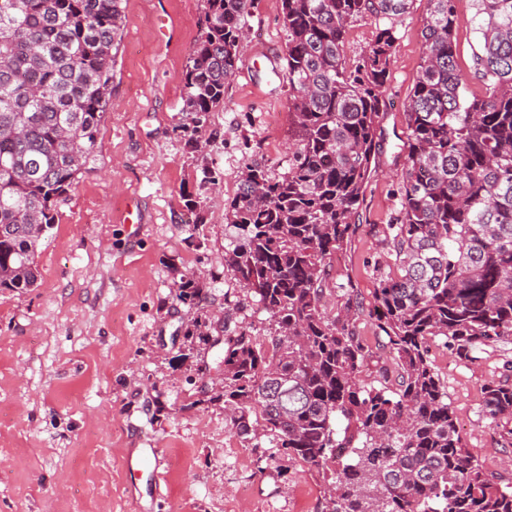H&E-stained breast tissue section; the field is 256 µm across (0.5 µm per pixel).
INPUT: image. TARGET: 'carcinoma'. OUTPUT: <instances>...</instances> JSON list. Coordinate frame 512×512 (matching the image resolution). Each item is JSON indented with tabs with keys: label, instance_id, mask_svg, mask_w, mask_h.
<instances>
[{
	"label": "carcinoma",
	"instance_id": "cac0c4a2",
	"mask_svg": "<svg viewBox=\"0 0 512 512\" xmlns=\"http://www.w3.org/2000/svg\"><path fill=\"white\" fill-rule=\"evenodd\" d=\"M178 126L197 143L224 103L254 0H203ZM412 0H281L292 120L288 169L246 167L226 213L224 263L275 323L269 336L224 330V409L234 433L329 476L327 512H512L466 448L430 359L436 339L460 357L512 344V0H472L480 19L467 96L456 58L457 0H428L424 56L406 112L395 256L379 274L374 318L394 383L360 379L369 356L350 289L322 309L329 268L356 231L378 171L385 92ZM122 0H0V289L37 285L35 256L56 205L95 157L112 92ZM375 25L347 59L349 27ZM176 299L201 306L195 278ZM209 317L184 336L209 341ZM494 420L512 419V384L483 387Z\"/></svg>",
	"mask_w": 512,
	"mask_h": 512
}]
</instances>
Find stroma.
I'll list each match as a JSON object with an SVG mask.
<instances>
[{"label":"stroma","instance_id":"1","mask_svg":"<svg viewBox=\"0 0 512 512\" xmlns=\"http://www.w3.org/2000/svg\"><path fill=\"white\" fill-rule=\"evenodd\" d=\"M428 0L396 18L379 171L365 187L359 227L330 276L370 306L391 263L405 112L424 51ZM107 118L94 160L57 206L38 250L35 288L0 291V512H323L326 479L232 431L211 389L221 347L186 342L199 309L175 298L191 276L203 309L233 328L270 332L266 313L224 265L225 213L251 163L288 166L286 33L281 0H255L246 47L196 146L182 121L184 74L201 34L202 0H123ZM219 174L203 182V170ZM200 197V216L184 195ZM432 358L466 447L512 487V421L483 409V385L506 375L512 351L478 360L443 346ZM160 450L165 477L129 474L126 458Z\"/></svg>","mask_w":512,"mask_h":512}]
</instances>
